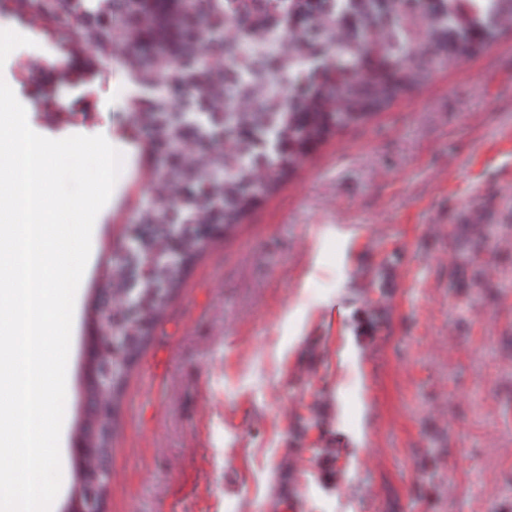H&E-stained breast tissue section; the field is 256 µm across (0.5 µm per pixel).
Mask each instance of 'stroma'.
I'll return each mask as SVG.
<instances>
[{
	"instance_id": "stroma-1",
	"label": "stroma",
	"mask_w": 512,
	"mask_h": 512,
	"mask_svg": "<svg viewBox=\"0 0 512 512\" xmlns=\"http://www.w3.org/2000/svg\"><path fill=\"white\" fill-rule=\"evenodd\" d=\"M20 55L47 51L6 60L31 129L118 136L120 68L58 91L90 96L95 124L52 125ZM110 238L100 225L75 299L67 468ZM108 468L104 512H512V40L211 231L129 374Z\"/></svg>"
}]
</instances>
